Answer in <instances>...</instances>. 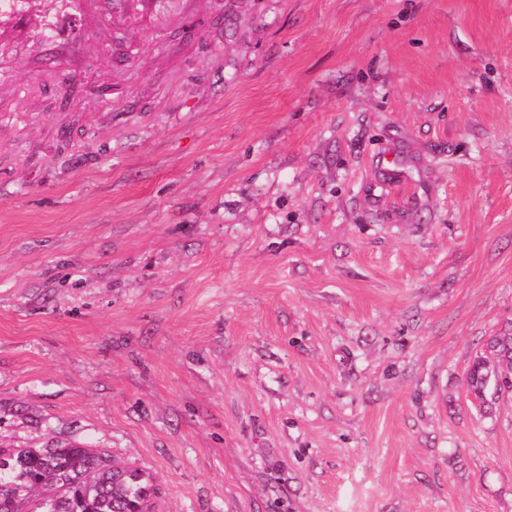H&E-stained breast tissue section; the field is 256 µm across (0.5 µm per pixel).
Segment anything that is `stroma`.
I'll return each instance as SVG.
<instances>
[{"label":"stroma","instance_id":"stroma-1","mask_svg":"<svg viewBox=\"0 0 512 512\" xmlns=\"http://www.w3.org/2000/svg\"><path fill=\"white\" fill-rule=\"evenodd\" d=\"M86 0L0 30V444L157 512H512V0ZM512 361V331L504 328L484 343L473 359L467 372L469 392L479 402V409L485 414L493 411V405L500 393L512 389L502 386L504 380L497 370V364Z\"/></svg>","mask_w":512,"mask_h":512}]
</instances>
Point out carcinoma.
<instances>
[{
  "label": "carcinoma",
  "instance_id": "1",
  "mask_svg": "<svg viewBox=\"0 0 512 512\" xmlns=\"http://www.w3.org/2000/svg\"><path fill=\"white\" fill-rule=\"evenodd\" d=\"M512 361V330L489 337L467 372L469 392L485 414L502 385L497 370ZM159 488L145 471L80 443L0 448V512H155Z\"/></svg>",
  "mask_w": 512,
  "mask_h": 512
}]
</instances>
